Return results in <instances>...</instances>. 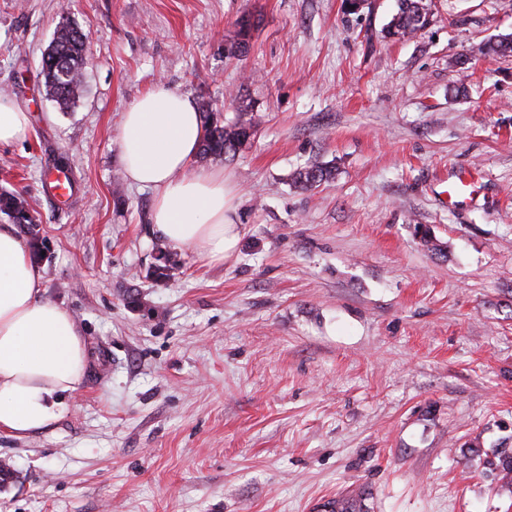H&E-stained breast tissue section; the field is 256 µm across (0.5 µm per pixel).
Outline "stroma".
Here are the masks:
<instances>
[{
    "label": "stroma",
    "mask_w": 512,
    "mask_h": 512,
    "mask_svg": "<svg viewBox=\"0 0 512 512\" xmlns=\"http://www.w3.org/2000/svg\"><path fill=\"white\" fill-rule=\"evenodd\" d=\"M435 4L395 41L396 0H0V98L31 119L0 145V189L35 210L46 296L90 352L55 421L0 434V512H512L493 467L512 455V56L472 53L512 34V0ZM245 14L250 52L226 56ZM64 15L88 37L67 112L39 74ZM160 81L196 105L238 94L255 125L194 161L240 190L236 251L172 248L167 281L118 145ZM64 157L56 199L42 175ZM314 163L334 177L303 189ZM469 167L482 186L451 207ZM482 171L474 169L466 174L448 173V198L458 207L467 206L478 192L482 179Z\"/></svg>",
    "instance_id": "obj_1"
}]
</instances>
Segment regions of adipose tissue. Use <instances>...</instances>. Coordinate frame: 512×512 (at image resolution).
I'll use <instances>...</instances> for the list:
<instances>
[{
    "label": "adipose tissue",
    "instance_id": "obj_1",
    "mask_svg": "<svg viewBox=\"0 0 512 512\" xmlns=\"http://www.w3.org/2000/svg\"><path fill=\"white\" fill-rule=\"evenodd\" d=\"M203 135L193 103L160 83L124 112L119 149L129 182L155 192L158 234L221 261L240 239L239 190L223 171L194 167ZM88 360L80 328L46 298L43 272L16 226L0 224V433L46 427L61 396L80 387Z\"/></svg>",
    "mask_w": 512,
    "mask_h": 512
}]
</instances>
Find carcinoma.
<instances>
[{"label":"carcinoma","mask_w":512,"mask_h":512,"mask_svg":"<svg viewBox=\"0 0 512 512\" xmlns=\"http://www.w3.org/2000/svg\"><path fill=\"white\" fill-rule=\"evenodd\" d=\"M435 4L433 0H397V11L386 27V35L396 40H408L424 29L431 21ZM257 22L249 15L236 22L233 35L224 43V52L232 57H244L250 50L252 33ZM481 56L512 55V34L481 43L475 49ZM86 37L69 19L61 18L54 30V37L41 59L40 74L46 94L62 110H67L82 99L86 92ZM234 107L236 116L224 119V109ZM199 112L205 128L199 150L203 159L221 158L246 148L254 135V123L248 117V106L236 95L224 97L221 102L203 101ZM333 171L323 165L313 164L296 176V183L311 189L332 179ZM0 214L10 223L27 229L32 240V256L42 258V240L36 230V218L27 199L18 192L0 191Z\"/></svg>","instance_id":"1"}]
</instances>
